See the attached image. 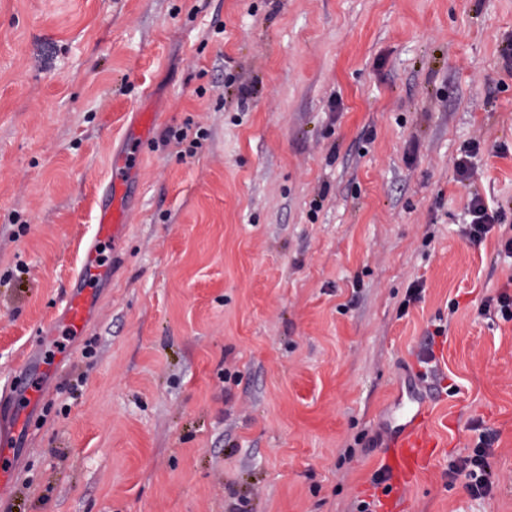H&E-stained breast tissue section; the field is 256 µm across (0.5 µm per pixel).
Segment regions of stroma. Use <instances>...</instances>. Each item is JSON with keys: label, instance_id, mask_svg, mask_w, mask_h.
Returning <instances> with one entry per match:
<instances>
[{"label": "stroma", "instance_id": "1", "mask_svg": "<svg viewBox=\"0 0 512 512\" xmlns=\"http://www.w3.org/2000/svg\"><path fill=\"white\" fill-rule=\"evenodd\" d=\"M511 44L512 0H0V393L157 115L0 512H357L427 343L405 512H512V320L483 312L512 278ZM476 195L503 216L478 244ZM482 430L475 499L448 465Z\"/></svg>", "mask_w": 512, "mask_h": 512}]
</instances>
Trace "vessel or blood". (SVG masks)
<instances>
[{"label": "vessel or blood", "instance_id": "obj_1", "mask_svg": "<svg viewBox=\"0 0 512 512\" xmlns=\"http://www.w3.org/2000/svg\"><path fill=\"white\" fill-rule=\"evenodd\" d=\"M134 166L128 154L112 160V177L105 187L106 203L101 207L94 226L92 240L83 251L79 273L69 294L65 315L60 324L69 334L79 335L94 317V297L97 286L111 278L112 268L101 262L98 247L102 242L116 243L122 240L127 227L126 200ZM39 390L24 387L16 397L13 420H0V445H7L23 426L25 418L22 406L37 399ZM428 405L422 392H415L408 412L388 415L384 425L389 433L383 466L387 477L386 490L378 496V512H403L404 496L423 466L428 462L436 446L426 420Z\"/></svg>", "mask_w": 512, "mask_h": 512}]
</instances>
